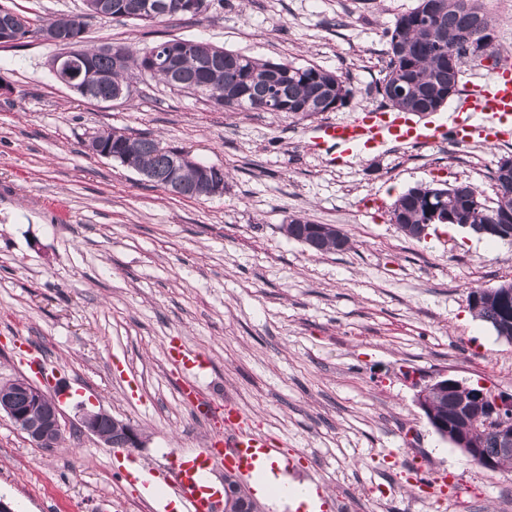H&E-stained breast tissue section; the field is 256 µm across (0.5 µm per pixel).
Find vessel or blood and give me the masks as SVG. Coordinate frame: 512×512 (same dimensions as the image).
<instances>
[{"label":"vessel or blood","mask_w":512,"mask_h":512,"mask_svg":"<svg viewBox=\"0 0 512 512\" xmlns=\"http://www.w3.org/2000/svg\"><path fill=\"white\" fill-rule=\"evenodd\" d=\"M512 139V71L491 81L468 85L447 118L424 123L408 113L377 106H361L346 121L323 126L313 138L315 146L332 151L334 160L356 159L385 147L436 146L450 140L475 141L494 146ZM224 432L201 452L177 457L169 490L178 495L184 512H219L220 495L207 484L212 463L251 477L259 461L272 454L266 435L246 427V414L236 405H224Z\"/></svg>","instance_id":"1"}]
</instances>
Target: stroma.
Returning a JSON list of instances; mask_svg holds the SVG:
<instances>
[{
    "label": "stroma",
    "instance_id": "1",
    "mask_svg": "<svg viewBox=\"0 0 512 512\" xmlns=\"http://www.w3.org/2000/svg\"><path fill=\"white\" fill-rule=\"evenodd\" d=\"M416 0H210L193 19L89 20L85 44L145 48L195 39L342 75L354 97L303 119L227 112L134 76L129 99L98 102L60 83L56 45L37 32L83 0H0L33 33L0 46V381L27 378L61 399L66 430L36 448L0 415V495L16 512H175L126 476L163 484L181 452L243 408L281 452L279 473L318 483L334 512H512V482L468 461L416 403L438 373L512 394V344L470 313L476 286L512 279V245L474 248L467 230L422 239L391 221L419 184L469 182L494 205L489 148L388 149L337 163L318 126L383 105L388 31ZM145 134L224 167L223 195L170 194L91 154L101 129ZM305 217L353 247L318 254L283 226ZM201 352L191 375L167 344ZM48 366L36 372L28 353ZM137 427L142 448L106 447L77 425V403ZM448 474L444 492L430 478Z\"/></svg>",
    "mask_w": 512,
    "mask_h": 512
}]
</instances>
